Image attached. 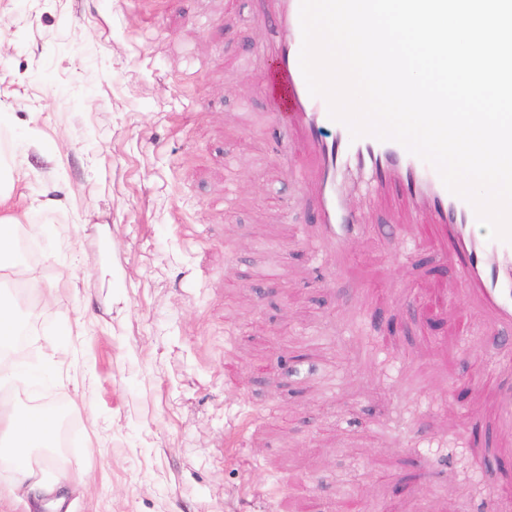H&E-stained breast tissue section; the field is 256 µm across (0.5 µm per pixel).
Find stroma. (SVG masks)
<instances>
[{
	"label": "stroma",
	"mask_w": 512,
	"mask_h": 512,
	"mask_svg": "<svg viewBox=\"0 0 512 512\" xmlns=\"http://www.w3.org/2000/svg\"><path fill=\"white\" fill-rule=\"evenodd\" d=\"M251 0H0V149L38 257L15 310L73 426L59 512H512V330L396 198L322 253Z\"/></svg>",
	"instance_id": "stroma-1"
}]
</instances>
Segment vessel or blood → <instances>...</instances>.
<instances>
[{
    "instance_id": "1",
    "label": "vessel or blood",
    "mask_w": 512,
    "mask_h": 512,
    "mask_svg": "<svg viewBox=\"0 0 512 512\" xmlns=\"http://www.w3.org/2000/svg\"><path fill=\"white\" fill-rule=\"evenodd\" d=\"M299 11L300 0H256L252 20L273 29L263 51L274 65L260 73L266 117L288 136L287 170H294L299 157L309 161L315 177L311 203L322 217V246L339 256L350 240L354 218L347 206L346 179L352 169L369 175L378 192L400 185L397 198L402 206L415 215L430 211L431 238L442 252L460 258V281L467 297L498 325L511 327L512 244L475 233L473 207L449 192L437 171L401 144L371 136L351 139L344 124L330 119L326 100L310 95L300 69Z\"/></svg>"
}]
</instances>
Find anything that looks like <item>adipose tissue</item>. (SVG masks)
Returning a JSON list of instances; mask_svg holds the SVG:
<instances>
[{"label": "adipose tissue", "mask_w": 512, "mask_h": 512, "mask_svg": "<svg viewBox=\"0 0 512 512\" xmlns=\"http://www.w3.org/2000/svg\"><path fill=\"white\" fill-rule=\"evenodd\" d=\"M18 179L16 166L0 164V228L11 232L24 227V215L15 202ZM53 424L51 416L27 410L14 408L0 413V442H7L12 450L10 460L18 474L16 489L35 503L54 491L43 479V465L55 453Z\"/></svg>", "instance_id": "1"}]
</instances>
